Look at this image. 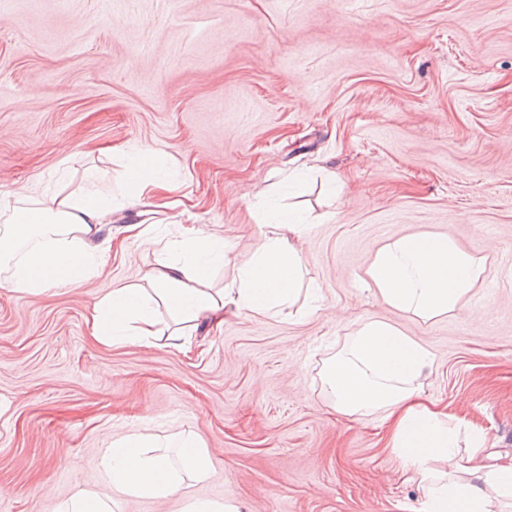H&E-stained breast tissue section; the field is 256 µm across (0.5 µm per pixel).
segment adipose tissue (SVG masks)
Returning a JSON list of instances; mask_svg holds the SVG:
<instances>
[{
  "label": "adipose tissue",
  "mask_w": 512,
  "mask_h": 512,
  "mask_svg": "<svg viewBox=\"0 0 512 512\" xmlns=\"http://www.w3.org/2000/svg\"><path fill=\"white\" fill-rule=\"evenodd\" d=\"M134 189L127 210L145 195L167 189L152 149L126 157ZM112 190L58 191L39 197L22 186L0 204V286L17 298L53 288H76L100 273L111 233ZM179 237L144 284L112 289L88 320L92 336L109 345L158 336L159 311L176 322L221 321L224 315L278 314L299 298L322 307L315 284H304L301 258L292 244L310 227L306 217L278 213L262 224L260 243L224 287L210 283L213 266L227 262L233 247L223 235L184 227L183 213L166 218ZM487 271L485 257L460 248L446 235L410 234L381 247L366 271L383 302L425 320L459 311ZM431 352L387 321L364 320L350 342L328 363L323 381L335 410L348 418L381 413L389 445L409 481L421 492L415 512H496L512 503V460L488 462L486 437L474 427L459 437L444 410L421 400L419 380L431 368ZM148 435L113 442L98 464L122 493L152 498L179 495L186 480L201 481L210 457L200 438L177 442V459L154 452Z\"/></svg>",
  "instance_id": "ef3b65f1"
}]
</instances>
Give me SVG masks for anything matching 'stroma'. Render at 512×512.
<instances>
[{"instance_id": "1", "label": "stroma", "mask_w": 512, "mask_h": 512, "mask_svg": "<svg viewBox=\"0 0 512 512\" xmlns=\"http://www.w3.org/2000/svg\"><path fill=\"white\" fill-rule=\"evenodd\" d=\"M146 147L189 224L250 258L274 205L311 214L295 246L313 315L202 324L181 352L113 348L86 319L138 284L171 240L111 251L103 272L24 300L0 289V512H55L82 491L116 512H413L419 500L379 414L332 408L327 360L368 318L421 341V395L512 457V0H0V200L108 171ZM443 234L487 259L452 315L422 320L363 282L383 245ZM190 434L209 476L167 500L114 490L95 467L113 440Z\"/></svg>"}]
</instances>
